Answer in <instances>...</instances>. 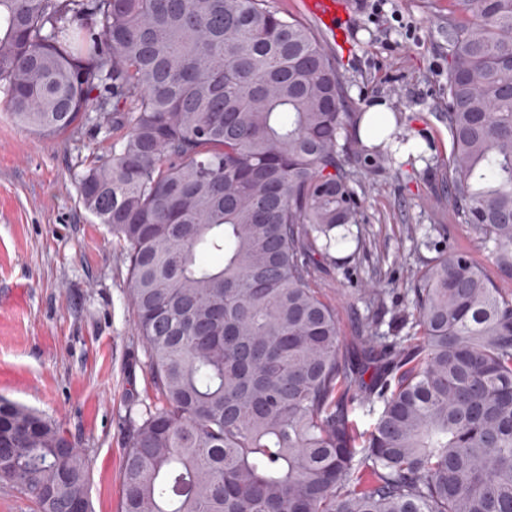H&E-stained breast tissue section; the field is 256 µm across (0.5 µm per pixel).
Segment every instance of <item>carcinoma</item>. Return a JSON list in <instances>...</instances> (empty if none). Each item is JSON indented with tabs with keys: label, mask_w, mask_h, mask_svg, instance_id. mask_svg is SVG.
<instances>
[{
	"label": "carcinoma",
	"mask_w": 512,
	"mask_h": 512,
	"mask_svg": "<svg viewBox=\"0 0 512 512\" xmlns=\"http://www.w3.org/2000/svg\"><path fill=\"white\" fill-rule=\"evenodd\" d=\"M460 4L449 199L511 280L512 0ZM344 85L266 0H0L15 121L124 131L78 183L122 245L159 394L125 419L122 512H512V292L441 250L411 343L384 347L345 343L318 288L333 250L363 245ZM0 480L36 512H90L86 457L3 397Z\"/></svg>",
	"instance_id": "cac0c4a2"
}]
</instances>
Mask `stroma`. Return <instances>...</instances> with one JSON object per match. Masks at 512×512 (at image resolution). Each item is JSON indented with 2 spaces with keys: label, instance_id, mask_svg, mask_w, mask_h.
I'll use <instances>...</instances> for the list:
<instances>
[{
  "label": "stroma",
  "instance_id": "1",
  "mask_svg": "<svg viewBox=\"0 0 512 512\" xmlns=\"http://www.w3.org/2000/svg\"><path fill=\"white\" fill-rule=\"evenodd\" d=\"M341 43L346 109L399 100L398 132L428 143L429 162L391 163L371 151L342 158L361 206L364 250L336 254L318 276L343 336L369 321L378 336L411 335L412 280L432 251L422 229L445 224L443 245L484 267L481 237L448 204L451 142L448 15L456 0H345ZM113 140L91 127L47 138L0 105V396L56 420L90 463L92 512H121L128 408L152 401L147 358L128 297L127 261L82 205L78 181Z\"/></svg>",
  "mask_w": 512,
  "mask_h": 512
}]
</instances>
